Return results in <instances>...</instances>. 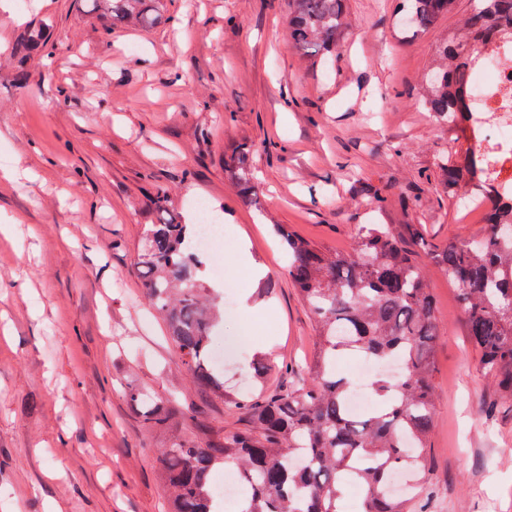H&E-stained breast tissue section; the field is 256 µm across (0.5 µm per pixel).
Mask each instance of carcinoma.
I'll use <instances>...</instances> for the list:
<instances>
[{
    "label": "carcinoma",
    "mask_w": 512,
    "mask_h": 512,
    "mask_svg": "<svg viewBox=\"0 0 512 512\" xmlns=\"http://www.w3.org/2000/svg\"><path fill=\"white\" fill-rule=\"evenodd\" d=\"M288 31L293 50L311 65L336 60L340 35L348 26L344 0H290ZM456 0H398L396 19L408 30L424 31L455 10ZM162 0H90L101 19L151 27L161 18ZM512 39V0H472L471 12L436 50V65L420 88L422 107L439 124L473 133L466 102L467 75L481 61L486 44ZM247 149L224 162L238 196L257 204ZM438 168L448 195L485 193L487 223L475 237L427 253L459 295L467 336L478 350L482 371L512 401V194L489 192L483 162L471 147L444 155ZM144 230L139 254L145 296L166 322L168 334L195 385L224 393L209 347L219 319L217 303L201 294L200 272L207 258L192 249L197 225L168 216ZM288 254V276L316 323V356L306 375L286 391L239 402L254 424L249 433L211 431L199 441L174 439L161 453V478L170 512H224L212 484L215 467L238 466L240 512H340L348 483L364 494L358 512H407L411 498L389 493L403 468L425 475L434 428L437 321L419 252L386 224L359 225L346 253L330 252L274 225ZM375 363L397 360L398 378L381 372L371 381V402L358 415L348 399L355 382L336 373L340 355ZM154 429L173 427L177 410L127 393Z\"/></svg>",
    "instance_id": "cac0c4a2"
}]
</instances>
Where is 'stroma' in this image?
<instances>
[{
    "label": "stroma",
    "instance_id": "35a3bbf8",
    "mask_svg": "<svg viewBox=\"0 0 512 512\" xmlns=\"http://www.w3.org/2000/svg\"><path fill=\"white\" fill-rule=\"evenodd\" d=\"M396 0H346L335 70L302 64L289 0H167L153 28L104 25L80 0H29L0 13V512H164L156 457L174 438L248 431L245 394L288 387L313 359L314 317L273 230L349 251L359 225L420 232L419 248L480 230L437 190L457 140L418 103V82L470 0L423 32L395 26ZM45 42L27 58L17 43ZM26 74V89L16 77ZM260 188L244 203L224 168L238 145ZM387 196L382 214L363 187ZM184 224L208 218L234 287L207 276L226 309L224 394L193 387L136 269L157 191ZM265 271L262 280L252 267ZM426 273L438 323L431 466L412 512H512V403L478 364L458 293ZM251 311H244L243 302ZM265 374H258V367ZM170 402L176 425L148 427L127 398Z\"/></svg>",
    "mask_w": 512,
    "mask_h": 512
}]
</instances>
